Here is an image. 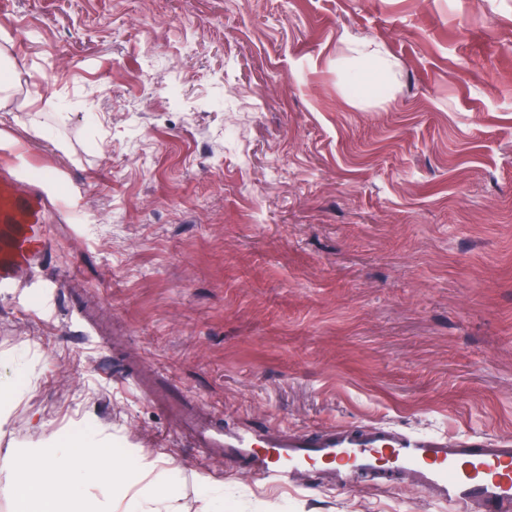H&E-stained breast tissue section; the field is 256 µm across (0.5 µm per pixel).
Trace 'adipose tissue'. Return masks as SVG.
<instances>
[{
    "label": "adipose tissue",
    "mask_w": 512,
    "mask_h": 512,
    "mask_svg": "<svg viewBox=\"0 0 512 512\" xmlns=\"http://www.w3.org/2000/svg\"><path fill=\"white\" fill-rule=\"evenodd\" d=\"M133 464L123 463L112 448H88L80 443L44 448L29 454L8 452L0 456V470L12 479L19 512H63L73 477L95 471L116 482L131 475L147 476L158 467L157 460L137 453Z\"/></svg>",
    "instance_id": "obj_1"
}]
</instances>
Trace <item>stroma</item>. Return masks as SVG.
<instances>
[{
    "label": "stroma",
    "mask_w": 512,
    "mask_h": 512,
    "mask_svg": "<svg viewBox=\"0 0 512 512\" xmlns=\"http://www.w3.org/2000/svg\"><path fill=\"white\" fill-rule=\"evenodd\" d=\"M12 170L50 250L0 293V454L165 461L180 512H445L206 455L149 369L236 425L512 436V0H5ZM389 90H343L348 42ZM209 477L201 487L197 476ZM124 488L93 473L72 512Z\"/></svg>",
    "instance_id": "35a3bbf8"
}]
</instances>
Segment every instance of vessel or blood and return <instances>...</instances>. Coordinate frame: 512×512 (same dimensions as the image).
<instances>
[{
    "mask_svg": "<svg viewBox=\"0 0 512 512\" xmlns=\"http://www.w3.org/2000/svg\"><path fill=\"white\" fill-rule=\"evenodd\" d=\"M48 203L38 185L0 171V230L9 238L0 252V288L15 287L21 273H36L48 249ZM172 386L149 384V400L163 408L196 446L223 457L235 470L282 486H315L329 477L342 489L389 487L403 476L450 512H512V439L479 435L400 432L385 425H338L289 432L268 425L225 423L223 412L175 399Z\"/></svg>",
    "mask_w": 512,
    "mask_h": 512,
    "instance_id": "1",
    "label": "vessel or blood"
}]
</instances>
